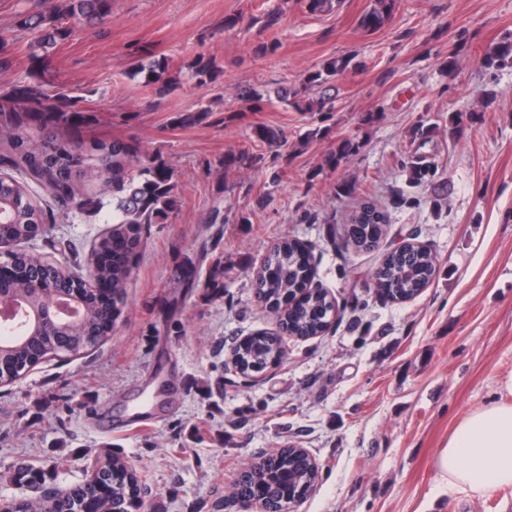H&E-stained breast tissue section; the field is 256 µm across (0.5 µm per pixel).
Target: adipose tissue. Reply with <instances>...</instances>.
I'll return each instance as SVG.
<instances>
[{
    "mask_svg": "<svg viewBox=\"0 0 512 512\" xmlns=\"http://www.w3.org/2000/svg\"><path fill=\"white\" fill-rule=\"evenodd\" d=\"M434 466L443 486L478 497L512 485V375L502 381L500 399L458 424Z\"/></svg>",
    "mask_w": 512,
    "mask_h": 512,
    "instance_id": "adipose-tissue-1",
    "label": "adipose tissue"
}]
</instances>
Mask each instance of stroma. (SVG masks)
<instances>
[{
    "label": "stroma",
    "instance_id": "35a3bbf8",
    "mask_svg": "<svg viewBox=\"0 0 512 512\" xmlns=\"http://www.w3.org/2000/svg\"><path fill=\"white\" fill-rule=\"evenodd\" d=\"M55 2L0 0V95L31 80L19 11ZM373 4L334 0L313 13L306 0H112L109 17L54 48L41 83L75 99L74 136L162 159L178 206L143 226L108 340L0 386V497L33 496L13 481L18 468L47 470L46 487L64 491L109 454L145 480L146 512H243L231 497L238 475L259 452L296 445L320 473L298 512H512V486L451 491L433 465L512 374V62L481 65L512 36V0H396L366 31ZM200 56L221 67L215 82L191 79ZM339 56L350 60L342 74L307 84ZM153 58L180 79L163 97L133 72ZM252 93L267 98L263 111H251ZM297 98L333 109L301 112ZM343 141L356 152L329 164ZM243 151L252 167L225 168ZM418 155L430 165L419 183ZM95 198L97 214L55 209L29 250L84 261L112 214L111 187ZM367 202L388 224L378 248L360 251L341 232ZM412 236L436 271L417 297L394 302L372 274ZM285 238L310 247L336 319L323 335L289 339L286 357L246 382L229 346L275 330L252 280ZM135 413L144 423L133 430L100 426ZM59 456L69 467L50 472ZM394 8L395 0H376L373 8L362 17L360 26L367 30L381 26Z\"/></svg>",
    "mask_w": 512,
    "mask_h": 512
}]
</instances>
